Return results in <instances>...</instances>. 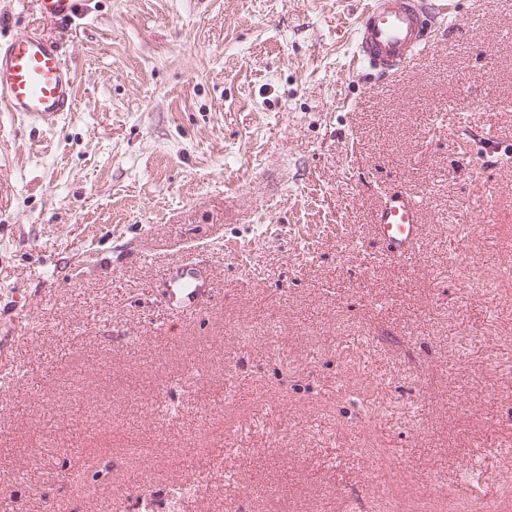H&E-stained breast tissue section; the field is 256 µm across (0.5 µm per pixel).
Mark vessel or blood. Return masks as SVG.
<instances>
[{
    "mask_svg": "<svg viewBox=\"0 0 512 512\" xmlns=\"http://www.w3.org/2000/svg\"><path fill=\"white\" fill-rule=\"evenodd\" d=\"M39 2L47 17L63 22L87 11V0ZM447 9V0H369L355 36L359 68L377 81L401 73L431 46ZM74 102V74L56 42L35 33L0 42L1 109L22 113L33 123H48L73 111ZM421 212L417 197L402 191L386 196L375 215V228L392 258L404 261L419 250ZM206 296L191 269L173 276L164 294L184 321Z\"/></svg>",
    "mask_w": 512,
    "mask_h": 512,
    "instance_id": "1",
    "label": "vessel or blood"
}]
</instances>
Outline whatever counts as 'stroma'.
Instances as JSON below:
<instances>
[{
  "label": "stroma",
  "instance_id": "obj_1",
  "mask_svg": "<svg viewBox=\"0 0 512 512\" xmlns=\"http://www.w3.org/2000/svg\"><path fill=\"white\" fill-rule=\"evenodd\" d=\"M367 2L90 0L62 25L0 0V39L58 41L76 79L52 126L0 110L7 512L512 501V0H448L383 84L351 65ZM395 188L423 202L408 263L374 230ZM184 266L208 288L186 322L162 299Z\"/></svg>",
  "mask_w": 512,
  "mask_h": 512
}]
</instances>
